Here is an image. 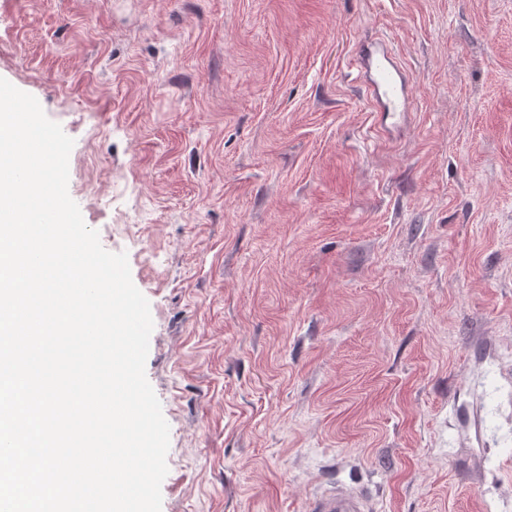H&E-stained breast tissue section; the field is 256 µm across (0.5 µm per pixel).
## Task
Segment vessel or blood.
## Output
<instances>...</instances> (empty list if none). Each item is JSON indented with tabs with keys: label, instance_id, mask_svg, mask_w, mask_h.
<instances>
[{
	"label": "vessel or blood",
	"instance_id": "1",
	"mask_svg": "<svg viewBox=\"0 0 512 512\" xmlns=\"http://www.w3.org/2000/svg\"><path fill=\"white\" fill-rule=\"evenodd\" d=\"M360 67L367 78L366 92L376 111L387 112L406 103L407 92L400 71L385 50H365L360 54ZM312 512H373L369 495L354 486L336 487L321 494Z\"/></svg>",
	"mask_w": 512,
	"mask_h": 512
}]
</instances>
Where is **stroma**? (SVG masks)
I'll use <instances>...</instances> for the list:
<instances>
[{
  "instance_id": "1",
  "label": "stroma",
  "mask_w": 512,
  "mask_h": 512,
  "mask_svg": "<svg viewBox=\"0 0 512 512\" xmlns=\"http://www.w3.org/2000/svg\"><path fill=\"white\" fill-rule=\"evenodd\" d=\"M0 77L150 304L161 512L512 504V0H0ZM360 68L368 75L364 85L376 112H390L397 103L407 104L406 87L394 58L384 49L363 50ZM312 512H373L370 496L354 486L336 487L321 494Z\"/></svg>"
}]
</instances>
